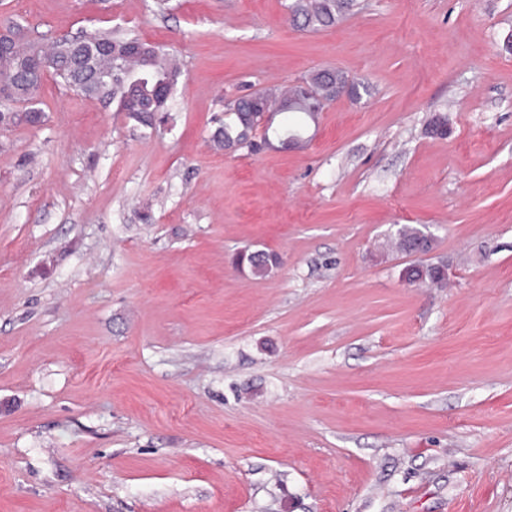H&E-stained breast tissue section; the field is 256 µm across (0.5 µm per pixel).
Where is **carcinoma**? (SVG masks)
Returning a JSON list of instances; mask_svg holds the SVG:
<instances>
[{"label":"carcinoma","instance_id":"obj_1","mask_svg":"<svg viewBox=\"0 0 512 512\" xmlns=\"http://www.w3.org/2000/svg\"><path fill=\"white\" fill-rule=\"evenodd\" d=\"M355 6L354 0H292L288 10L299 27L317 31L341 22ZM18 36L10 56L0 60V90L9 95L0 97V123L32 122L30 113L41 112L31 101H39L38 86L24 74L44 68L69 86L76 80L77 70L67 48L52 53L43 50L41 42L30 39L24 27L17 23L5 25ZM78 40L87 43L86 60L91 62L81 93L90 97L96 81L112 76V101L119 111L138 125L154 129L163 123L184 63L157 44L137 37H123L112 30H84ZM351 82L359 91V82L341 70L323 69L310 73L289 86L264 87L238 96L226 104L234 119L224 123L213 134L219 147L254 150V135L261 120L270 112L283 111L303 115L314 121L318 112L336 97L337 85ZM417 227L403 226L397 234V244L409 252L422 239ZM238 266L255 277L267 275L277 265V257L266 251L244 250L236 257Z\"/></svg>","mask_w":512,"mask_h":512}]
</instances>
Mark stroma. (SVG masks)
Instances as JSON below:
<instances>
[{"label":"stroma","mask_w":512,"mask_h":512,"mask_svg":"<svg viewBox=\"0 0 512 512\" xmlns=\"http://www.w3.org/2000/svg\"><path fill=\"white\" fill-rule=\"evenodd\" d=\"M288 2L0 0L185 63L153 130L50 74L0 124V512H512V0ZM326 67L360 95L303 147L215 146ZM288 10L302 29L317 31L341 22L355 6L354 0H292ZM236 262L241 269H248L251 275L263 277L277 265V257L266 251L244 250L237 255Z\"/></svg>","instance_id":"obj_1"}]
</instances>
